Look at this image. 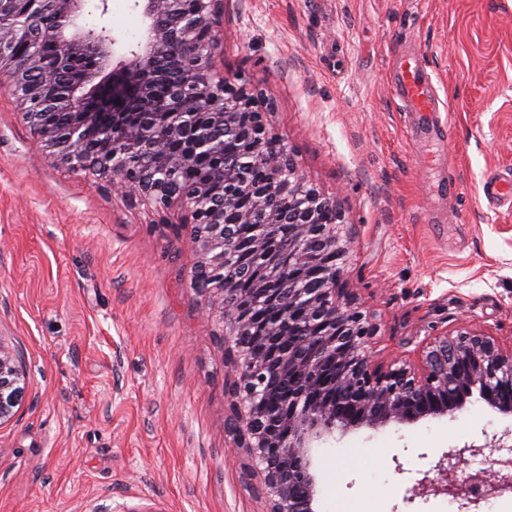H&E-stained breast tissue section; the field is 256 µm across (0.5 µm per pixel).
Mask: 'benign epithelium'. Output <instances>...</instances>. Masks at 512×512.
<instances>
[{"label": "benign epithelium", "instance_id": "1", "mask_svg": "<svg viewBox=\"0 0 512 512\" xmlns=\"http://www.w3.org/2000/svg\"><path fill=\"white\" fill-rule=\"evenodd\" d=\"M86 2L0 0V86L50 159L105 179L130 201L186 212L172 231H190L199 255L191 285L211 298L204 315L219 316L224 359L239 369L227 387V425L251 458L266 512H317L312 450L330 438L451 415L475 394L512 415V350L487 335H439L417 367L374 362L377 328L343 288L335 200L299 174L269 127L263 93L215 71L224 0H135L146 29L122 54L109 28L78 23ZM177 55L180 80L159 97L164 64ZM246 143L265 156L260 180L239 174ZM201 168L200 182L174 179ZM29 397L24 353L0 341V426ZM511 438L446 452L436 475L417 471L404 501L446 496L477 508L512 493V454L499 457L491 476H454L464 453L506 448Z\"/></svg>", "mask_w": 512, "mask_h": 512}]
</instances>
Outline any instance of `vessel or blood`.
Returning a JSON list of instances; mask_svg holds the SVG:
<instances>
[{
	"label": "vessel or blood",
	"mask_w": 512,
	"mask_h": 512,
	"mask_svg": "<svg viewBox=\"0 0 512 512\" xmlns=\"http://www.w3.org/2000/svg\"><path fill=\"white\" fill-rule=\"evenodd\" d=\"M394 80L397 95L405 111L415 115L418 126L428 127L430 118L438 110V99L433 91L432 79L420 55H395ZM490 201L512 204V174L499 177L485 187Z\"/></svg>",
	"instance_id": "obj_1"
}]
</instances>
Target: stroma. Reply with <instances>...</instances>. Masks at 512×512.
<instances>
[{
	"mask_svg": "<svg viewBox=\"0 0 512 512\" xmlns=\"http://www.w3.org/2000/svg\"><path fill=\"white\" fill-rule=\"evenodd\" d=\"M126 48L134 0H108ZM422 56L445 104L434 141L404 112L393 51ZM218 71L269 98L300 174L334 198L344 285L377 324L376 360L421 361L466 328L512 345V206L483 184L512 174V0H224ZM437 161L428 164L427 151ZM185 213L155 212L52 163L0 92V337L23 351L32 401L0 426V512H265L226 429L218 326L191 285ZM512 416L478 398L454 414L314 449L320 512H467L403 501L405 470Z\"/></svg>",
	"mask_w": 512,
	"mask_h": 512,
	"instance_id": "35a3bbf8",
	"label": "stroma"
}]
</instances>
